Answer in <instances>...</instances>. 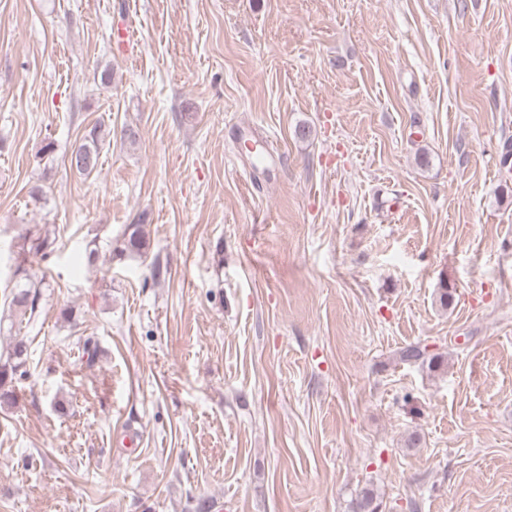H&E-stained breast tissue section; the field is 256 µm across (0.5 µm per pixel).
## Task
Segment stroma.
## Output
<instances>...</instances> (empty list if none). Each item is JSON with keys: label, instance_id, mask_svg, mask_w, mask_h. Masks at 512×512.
Returning a JSON list of instances; mask_svg holds the SVG:
<instances>
[{"label": "stroma", "instance_id": "obj_1", "mask_svg": "<svg viewBox=\"0 0 512 512\" xmlns=\"http://www.w3.org/2000/svg\"><path fill=\"white\" fill-rule=\"evenodd\" d=\"M510 144L512 0H0V512H512ZM112 137V128H104L101 124L94 125L87 134L84 135L83 141L75 147L70 155V168L83 176H90L97 172L99 164L100 149L99 144L107 138ZM149 247L148 240L141 224L126 225L123 233V248L121 254L142 256ZM46 241L33 243L29 249L25 245L20 248L15 259L14 276L21 275L20 280L16 281L11 288L9 296L5 297L8 307L12 312L14 319L11 320L10 330L17 324L18 331L28 326L36 317L41 300V291L38 285L33 282L27 275V265L32 263L31 258L38 255L45 246ZM27 349L24 342L9 345L4 355L0 354V408L13 406L16 402V388L28 374ZM399 359L408 363H420L427 365L429 370H436L442 366V356L430 354L426 345L419 343L403 348L398 352Z\"/></svg>", "mask_w": 512, "mask_h": 512}]
</instances>
